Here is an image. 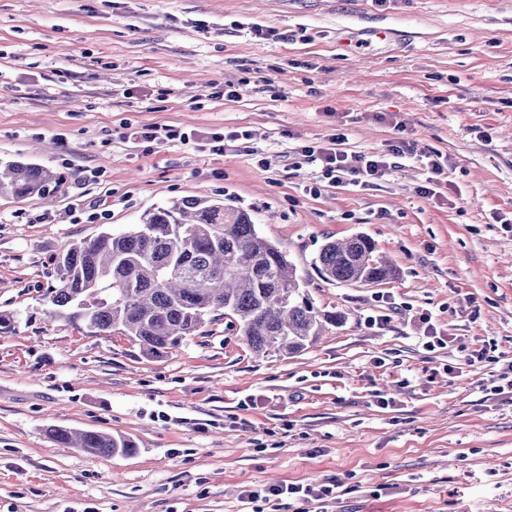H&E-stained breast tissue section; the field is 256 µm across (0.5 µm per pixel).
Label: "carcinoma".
Wrapping results in <instances>:
<instances>
[{
	"label": "carcinoma",
	"instance_id": "cac0c4a2",
	"mask_svg": "<svg viewBox=\"0 0 512 512\" xmlns=\"http://www.w3.org/2000/svg\"><path fill=\"white\" fill-rule=\"evenodd\" d=\"M57 173L24 160H0V198L43 194ZM58 285L51 314L75 326L119 333L160 357L195 335L211 315L234 317L258 356L296 354L345 321L321 310L287 255L257 229L250 214L219 200L183 197L145 211L120 233L66 244L54 258ZM313 265L335 284L380 283L397 269L363 233L327 240ZM63 448L130 455L131 440L108 433L51 429Z\"/></svg>",
	"mask_w": 512,
	"mask_h": 512
}]
</instances>
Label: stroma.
Listing matches in <instances>:
<instances>
[{"instance_id": "1", "label": "stroma", "mask_w": 512, "mask_h": 512, "mask_svg": "<svg viewBox=\"0 0 512 512\" xmlns=\"http://www.w3.org/2000/svg\"><path fill=\"white\" fill-rule=\"evenodd\" d=\"M127 122L252 138L133 145ZM400 131L444 159L433 196L413 160L364 188L287 158ZM1 159L59 180L0 199V512H241L244 487L331 478L328 512H512V393L491 391L512 363V0H0ZM190 196L248 211L345 323L258 358L220 316L150 358L51 317L64 244ZM356 233L395 279L320 278L321 245ZM56 426L137 448L63 449ZM251 133L247 130L234 131L230 134L225 135L224 131L210 132L206 136H203L205 145L209 146V151L214 154H223L224 152V141H248L251 140Z\"/></svg>"}]
</instances>
